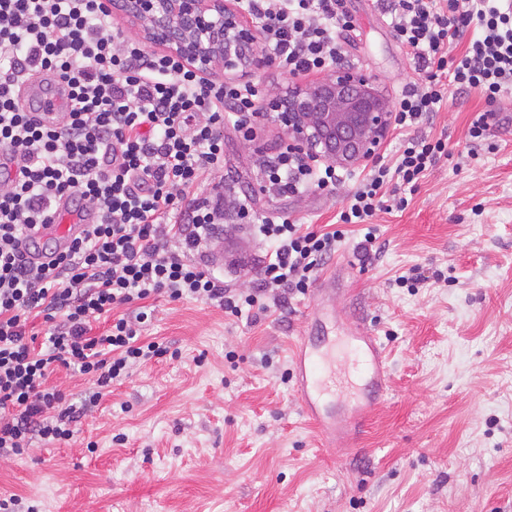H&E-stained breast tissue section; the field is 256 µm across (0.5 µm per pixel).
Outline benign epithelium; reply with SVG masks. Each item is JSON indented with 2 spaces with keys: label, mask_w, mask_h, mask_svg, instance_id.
Listing matches in <instances>:
<instances>
[{
  "label": "benign epithelium",
  "mask_w": 512,
  "mask_h": 512,
  "mask_svg": "<svg viewBox=\"0 0 512 512\" xmlns=\"http://www.w3.org/2000/svg\"><path fill=\"white\" fill-rule=\"evenodd\" d=\"M107 6L136 23L146 42L200 73L218 62L230 72L260 65L253 29L226 0H109ZM264 109L277 113L302 155L343 168L372 158L393 121L374 82L349 69L305 84L290 82Z\"/></svg>",
  "instance_id": "benign-epithelium-1"
}]
</instances>
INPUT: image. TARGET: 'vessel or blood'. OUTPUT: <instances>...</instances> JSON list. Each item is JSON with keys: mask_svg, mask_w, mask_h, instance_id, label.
<instances>
[{"mask_svg": "<svg viewBox=\"0 0 512 512\" xmlns=\"http://www.w3.org/2000/svg\"><path fill=\"white\" fill-rule=\"evenodd\" d=\"M19 100L24 111L46 125L54 124L58 114L68 110L71 104L67 84L49 74L26 82ZM95 220L93 211L74 213L62 206L53 222L40 225L31 239L36 242L50 236L64 247ZM331 315V310L326 308H315L308 313L307 331L299 336L293 348L292 375L304 415L322 436L340 442L350 438L352 427L364 426L369 412L387 390L389 374L384 347L374 334L351 327L337 336L318 335L322 320ZM348 352L359 356L362 375L352 394L341 395L336 391L341 381L339 363Z\"/></svg>", "mask_w": 512, "mask_h": 512, "instance_id": "1", "label": "vessel or blood"}]
</instances>
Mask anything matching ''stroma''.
<instances>
[{
  "instance_id": "stroma-1",
  "label": "stroma",
  "mask_w": 512,
  "mask_h": 512,
  "mask_svg": "<svg viewBox=\"0 0 512 512\" xmlns=\"http://www.w3.org/2000/svg\"><path fill=\"white\" fill-rule=\"evenodd\" d=\"M345 6L348 60L394 100L418 78L412 62L371 0ZM487 109L478 92L452 91L424 122L450 156L404 209L374 217L383 248L371 263L358 260L365 229L354 224L307 294L277 290L267 310L237 318L155 299L141 334L178 357L136 367L73 439L0 455V498L36 512H512V129L491 126L468 157V127ZM287 141L272 118L250 142L225 124V185L256 219L336 223L345 191L289 199L263 188V162ZM269 247L228 219L211 264L246 291ZM331 288L336 327L379 336L389 370L361 435L336 446L290 378L305 317Z\"/></svg>"
}]
</instances>
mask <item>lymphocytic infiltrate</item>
Here are the masks:
<instances>
[{"label":"lymphocytic infiltrate","mask_w":512,"mask_h":512,"mask_svg":"<svg viewBox=\"0 0 512 512\" xmlns=\"http://www.w3.org/2000/svg\"><path fill=\"white\" fill-rule=\"evenodd\" d=\"M400 46L423 74L405 85L394 110L400 146L394 165L377 163L352 191L340 228L312 230L278 216L259 224L267 252L258 288L225 287L208 249L228 213L249 223L246 202L222 186L203 193L224 165V124L256 136L262 91L251 82H217L179 59L120 36L104 0H0V151L16 176L0 178V454H20L33 440L71 439L92 405L131 367L168 349L145 341L152 315L118 314L123 305L166 295L196 299L238 317L268 290L307 294L344 239V225L365 224L394 194L415 187L447 157L444 139L420 134L449 90L479 91L487 103L512 96V6L506 0H376ZM260 24L269 57L295 75L346 64L341 37L354 19L344 0H239ZM468 46L449 55L459 39ZM58 75L71 105L45 126L19 111L13 89L33 71ZM267 191L298 198L335 193L334 165L309 163L285 146L266 162ZM92 209L97 221L64 250L32 261L24 242L49 223L59 202ZM44 315V338L30 333ZM112 314L102 335L90 320ZM90 384L81 403L50 377L57 367Z\"/></svg>","instance_id":"f902f5d3"}]
</instances>
